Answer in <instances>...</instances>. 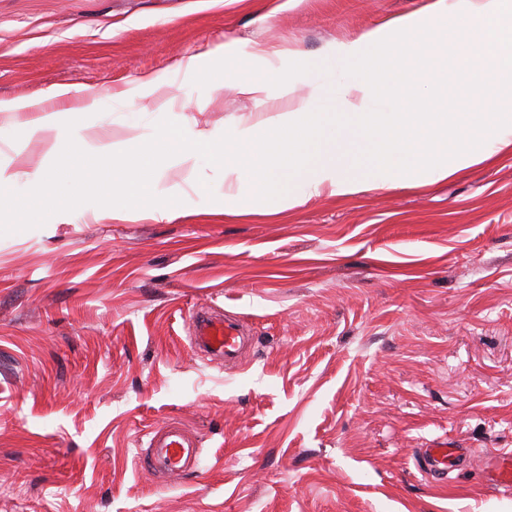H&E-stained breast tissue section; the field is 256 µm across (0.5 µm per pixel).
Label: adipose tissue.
<instances>
[{"label":"adipose tissue","mask_w":512,"mask_h":512,"mask_svg":"<svg viewBox=\"0 0 512 512\" xmlns=\"http://www.w3.org/2000/svg\"><path fill=\"white\" fill-rule=\"evenodd\" d=\"M280 55L255 45L252 56L264 65L259 76L242 80L228 70L223 81L257 99L285 72L310 67L292 50L285 54L288 71H281L274 64ZM323 60L351 69L337 81L334 111H318V86L288 115H241L220 128L160 101L167 121L124 151L88 143L82 127L46 109L43 99L0 100V112L33 113L26 136L55 133V166L22 174L29 222L64 221L85 211L100 222L131 213L164 221L191 211L190 197L153 190L160 157L185 143L223 159L222 203L214 212L227 217L276 214L315 197L423 187L512 147V0H430L421 13L329 42ZM363 143L373 152L368 173L356 165ZM80 169L91 172V181L75 179ZM61 184L68 187L62 203L56 199Z\"/></svg>","instance_id":"adipose-tissue-1"}]
</instances>
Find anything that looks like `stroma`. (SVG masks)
<instances>
[{
    "label": "stroma",
    "mask_w": 512,
    "mask_h": 512,
    "mask_svg": "<svg viewBox=\"0 0 512 512\" xmlns=\"http://www.w3.org/2000/svg\"><path fill=\"white\" fill-rule=\"evenodd\" d=\"M428 0H0V100L46 97L126 149L163 117L115 91L158 77L210 124L333 90L325 44ZM258 76L253 44L312 67L267 102L188 77L203 55ZM97 98L85 112L86 99ZM0 112V163L50 168L54 135ZM224 164L185 145L158 188L195 214L30 224L0 214V512H512L486 462L512 449V150L422 189L320 197L272 217L210 213ZM239 320L241 367L190 348L193 318ZM178 419L201 463L142 466ZM468 454L445 479L424 448Z\"/></svg>",
    "instance_id": "35a3bbf8"
}]
</instances>
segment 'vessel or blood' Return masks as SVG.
<instances>
[{
  "label": "vessel or blood",
  "instance_id": "1",
  "mask_svg": "<svg viewBox=\"0 0 512 512\" xmlns=\"http://www.w3.org/2000/svg\"><path fill=\"white\" fill-rule=\"evenodd\" d=\"M193 342L196 349L208 358L234 366L241 361L249 339L238 321L200 316L194 322ZM147 446L151 460L157 461L169 471L180 474L197 468V442L179 423L172 422L151 432ZM465 455L464 449L438 443L426 449L424 465L430 471L444 473L456 466ZM489 473L491 487L499 491L511 490L512 450L497 454L489 466Z\"/></svg>",
  "mask_w": 512,
  "mask_h": 512
}]
</instances>
